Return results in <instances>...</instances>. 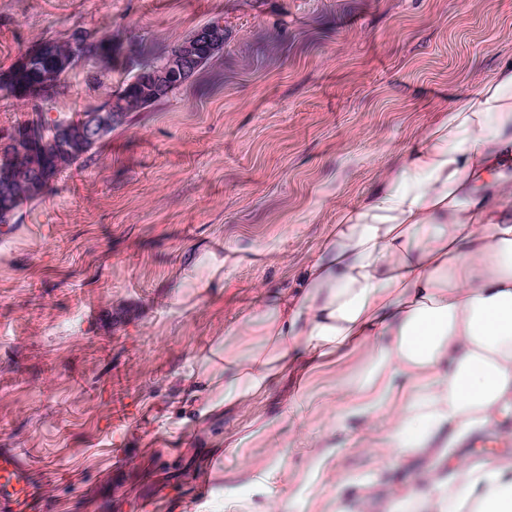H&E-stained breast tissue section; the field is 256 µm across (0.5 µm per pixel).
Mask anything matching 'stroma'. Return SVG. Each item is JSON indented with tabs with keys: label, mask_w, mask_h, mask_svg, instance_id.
Masks as SVG:
<instances>
[{
	"label": "stroma",
	"mask_w": 512,
	"mask_h": 512,
	"mask_svg": "<svg viewBox=\"0 0 512 512\" xmlns=\"http://www.w3.org/2000/svg\"><path fill=\"white\" fill-rule=\"evenodd\" d=\"M217 20L210 62L0 239V448L46 469L48 512H209L226 498L264 512L265 487L224 471L274 464L293 431L225 457L248 416L216 408L211 353L295 286L340 212L452 100L512 61V0H0V71L79 29L167 51ZM128 74L80 62L50 116L97 108ZM336 445L345 474L414 487L425 466Z\"/></svg>",
	"instance_id": "obj_1"
}]
</instances>
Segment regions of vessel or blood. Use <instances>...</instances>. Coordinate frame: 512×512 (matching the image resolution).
I'll return each mask as SVG.
<instances>
[{
    "label": "vessel or blood",
    "mask_w": 512,
    "mask_h": 512,
    "mask_svg": "<svg viewBox=\"0 0 512 512\" xmlns=\"http://www.w3.org/2000/svg\"><path fill=\"white\" fill-rule=\"evenodd\" d=\"M42 475L14 448H0V512H47L38 487Z\"/></svg>",
    "instance_id": "obj_1"
}]
</instances>
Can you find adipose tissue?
I'll list each match as a JSON object with an SVG mask.
<instances>
[{
    "mask_svg": "<svg viewBox=\"0 0 512 512\" xmlns=\"http://www.w3.org/2000/svg\"><path fill=\"white\" fill-rule=\"evenodd\" d=\"M235 333L259 341L225 349L211 376L225 410L250 414L224 453L238 455L275 419L295 424L309 512H512V455L459 450L496 432L512 401V62L477 97L456 98L407 162L338 216L298 285ZM351 352L364 365L322 404V420L343 431L361 422L395 456L431 451L420 491L386 483L373 493L338 474L335 446L303 430L313 392L285 397L277 418L262 410L288 370L309 375Z\"/></svg>",
    "mask_w": 512,
    "mask_h": 512,
    "instance_id": "ef3b65f1",
    "label": "adipose tissue"
}]
</instances>
